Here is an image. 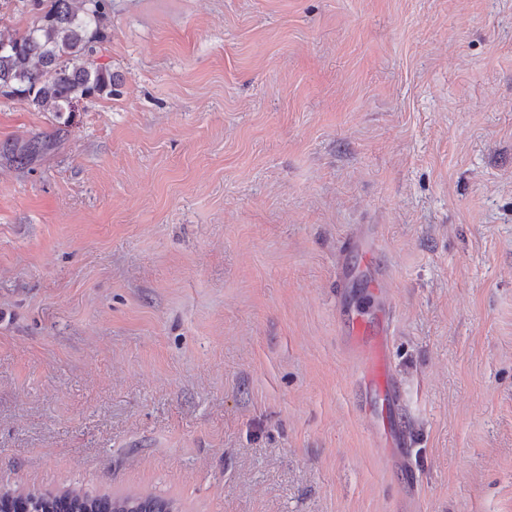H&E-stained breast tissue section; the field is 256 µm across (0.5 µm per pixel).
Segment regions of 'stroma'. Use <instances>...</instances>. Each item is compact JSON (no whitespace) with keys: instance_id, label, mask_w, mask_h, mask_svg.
<instances>
[{"instance_id":"obj_1","label":"stroma","mask_w":512,"mask_h":512,"mask_svg":"<svg viewBox=\"0 0 512 512\" xmlns=\"http://www.w3.org/2000/svg\"><path fill=\"white\" fill-rule=\"evenodd\" d=\"M104 33L111 94L0 98V492L512 512V0H112ZM359 224L393 456L338 329ZM363 240L364 232L360 228L345 238L340 252L344 263L336 268V279L340 288L345 287L349 279V259L360 257L374 273L368 295L375 299L379 313L375 315L376 323L373 325L372 316L366 315L362 308L357 313L343 311L339 317V329L357 364V391L364 395L360 400L361 416L377 446L392 454L408 446L406 431L395 425L394 419H389L402 408L403 400L400 386L392 380L387 356L393 334L394 307L388 274L376 260L378 249L364 248Z\"/></svg>"}]
</instances>
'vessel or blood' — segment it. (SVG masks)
I'll return each instance as SVG.
<instances>
[{
    "instance_id": "1",
    "label": "vessel or blood",
    "mask_w": 512,
    "mask_h": 512,
    "mask_svg": "<svg viewBox=\"0 0 512 512\" xmlns=\"http://www.w3.org/2000/svg\"><path fill=\"white\" fill-rule=\"evenodd\" d=\"M363 240L364 234L358 228L346 237L341 250L344 263L337 267L336 279L339 286H346L348 259L357 257L365 261L373 273L368 295L375 299L378 314L371 317L361 311L341 313L339 329L357 364L356 385L362 396L361 416L377 446L391 453L408 445L405 430L395 425L392 419L393 414L402 407V392L392 379L387 356L393 334L394 307L388 274L377 262L376 250L364 247Z\"/></svg>"
}]
</instances>
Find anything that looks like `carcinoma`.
I'll list each match as a JSON object with an SVG mask.
<instances>
[{"label": "carcinoma", "mask_w": 512, "mask_h": 512, "mask_svg": "<svg viewBox=\"0 0 512 512\" xmlns=\"http://www.w3.org/2000/svg\"><path fill=\"white\" fill-rule=\"evenodd\" d=\"M31 2L24 29L0 25V96L40 112H69L74 103L112 94V73L94 65L112 0H0V7ZM176 512V503L134 492L124 496L59 494L0 495V512Z\"/></svg>", "instance_id": "cac0c4a2"}]
</instances>
